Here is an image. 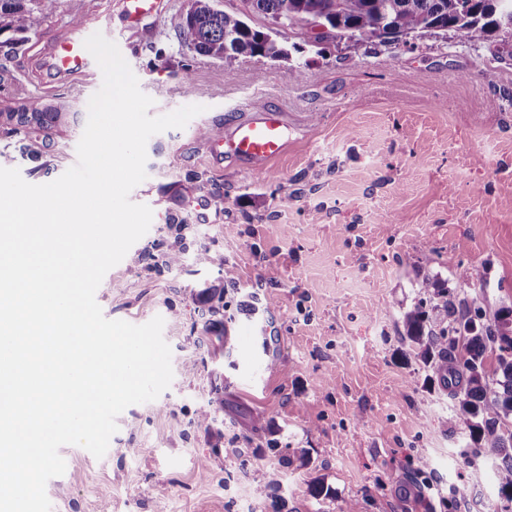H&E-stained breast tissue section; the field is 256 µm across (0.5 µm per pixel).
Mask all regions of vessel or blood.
<instances>
[{
  "mask_svg": "<svg viewBox=\"0 0 512 512\" xmlns=\"http://www.w3.org/2000/svg\"><path fill=\"white\" fill-rule=\"evenodd\" d=\"M123 19L136 25L143 17L157 11L160 0H122ZM109 34L106 24L82 23L53 42L48 50V64L59 75L73 77L92 75L98 64L85 49V40L93 33ZM286 126L281 112L274 109L254 112L236 123L229 132L211 141L216 156L235 161L262 164L282 154Z\"/></svg>",
  "mask_w": 512,
  "mask_h": 512,
  "instance_id": "1",
  "label": "vessel or blood"
}]
</instances>
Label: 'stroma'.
Instances as JSON below:
<instances>
[{
  "label": "stroma",
  "instance_id": "stroma-1",
  "mask_svg": "<svg viewBox=\"0 0 512 512\" xmlns=\"http://www.w3.org/2000/svg\"><path fill=\"white\" fill-rule=\"evenodd\" d=\"M163 2L130 50L121 0H38L42 27L0 68V112L40 96L77 115L24 139L0 121V167L31 184L76 163L102 85L47 66L73 18H111L151 115L203 108L148 140L130 199L151 208L150 228L96 292L108 319L163 318L172 383L119 415L103 458L61 448L52 512H503L492 457L463 458L458 401L430 382L401 315L434 278L487 320L512 308V46L429 31L357 49L302 24L289 58L224 64L181 45L182 0ZM270 108L287 144L262 170L215 161L198 134ZM276 468L279 485L261 484ZM319 480L334 497L310 495Z\"/></svg>",
  "mask_w": 512,
  "mask_h": 512
}]
</instances>
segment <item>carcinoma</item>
Instances as JSON below:
<instances>
[{
  "label": "carcinoma",
  "mask_w": 512,
  "mask_h": 512,
  "mask_svg": "<svg viewBox=\"0 0 512 512\" xmlns=\"http://www.w3.org/2000/svg\"><path fill=\"white\" fill-rule=\"evenodd\" d=\"M245 9L229 14L213 0H183L175 24L180 43L199 56L232 62L250 55L278 59L288 56V33L312 21L334 37L397 42L424 31L454 32L463 43L481 45L495 31L512 36V0H242ZM36 0H0V59L16 57L27 35L35 33L43 16ZM252 13L281 20L278 35L253 28ZM16 122L14 132L31 125L50 131L69 123L60 112L32 96L19 112L6 113ZM433 295L418 300L401 316L404 339L441 385L459 400L458 422L479 457H495L501 493L512 494V309L500 310L495 322L485 320L473 302L455 313L447 282L433 283Z\"/></svg>",
  "instance_id": "carcinoma-1"
}]
</instances>
